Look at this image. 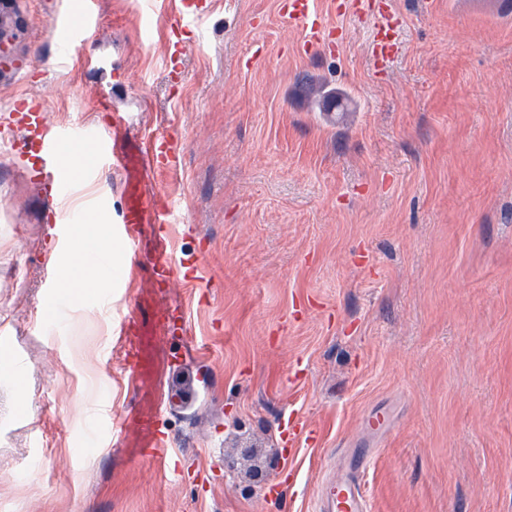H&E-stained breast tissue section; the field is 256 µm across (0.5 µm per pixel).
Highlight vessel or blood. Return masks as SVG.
<instances>
[{
  "label": "vessel or blood",
  "mask_w": 512,
  "mask_h": 512,
  "mask_svg": "<svg viewBox=\"0 0 512 512\" xmlns=\"http://www.w3.org/2000/svg\"><path fill=\"white\" fill-rule=\"evenodd\" d=\"M283 17L306 32V45L318 41V12L315 0H281ZM95 3L86 0L78 18L63 14L52 30L62 33L65 42L86 40L94 28ZM122 115L112 117L113 131L95 126L73 125L58 129L48 122L42 105L35 100L15 104L6 125L10 148L17 157L33 161L32 176L47 203L45 221L54 231L53 247L67 240L70 220L54 205L70 185V173L60 167L61 145L66 141L87 142L96 156L119 173L122 184L120 235L135 259L141 262L142 280L152 291L164 288L168 281L194 268V258H176L162 231L172 206L161 201L152 183L156 170L171 163L167 138L139 146L120 132ZM186 319L180 303L173 302L149 312L148 318H128L120 325L126 346V361L135 392V402L120 417V434L126 442L124 453L137 461H164L171 439L163 429V410L155 396V385L162 369L164 345L168 338L185 333ZM368 463V451L361 448L351 455L346 472L326 483L319 501L321 512H367L361 490V475Z\"/></svg>",
  "instance_id": "vessel-or-blood-1"
}]
</instances>
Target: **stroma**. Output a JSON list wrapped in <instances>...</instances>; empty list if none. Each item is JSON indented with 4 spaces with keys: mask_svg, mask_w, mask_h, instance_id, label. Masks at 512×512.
<instances>
[{
    "mask_svg": "<svg viewBox=\"0 0 512 512\" xmlns=\"http://www.w3.org/2000/svg\"><path fill=\"white\" fill-rule=\"evenodd\" d=\"M14 2L0 27L37 73H0V116L35 96L55 125L118 112L132 142L174 136L154 183L199 262L162 293L189 328L158 384L172 450L123 466L108 426L141 283L116 235L94 310L49 286L45 202L0 141V336L27 363L19 387L0 362V512H313L376 406L368 512H512V14L383 0L381 67L374 19L332 0L310 49L280 0H94L68 49L50 25L83 0ZM92 165L90 208L118 224L121 178Z\"/></svg>",
    "mask_w": 512,
    "mask_h": 512,
    "instance_id": "35a3bbf8",
    "label": "stroma"
}]
</instances>
